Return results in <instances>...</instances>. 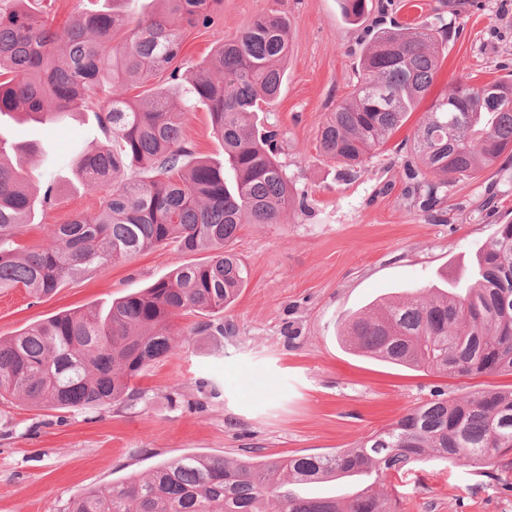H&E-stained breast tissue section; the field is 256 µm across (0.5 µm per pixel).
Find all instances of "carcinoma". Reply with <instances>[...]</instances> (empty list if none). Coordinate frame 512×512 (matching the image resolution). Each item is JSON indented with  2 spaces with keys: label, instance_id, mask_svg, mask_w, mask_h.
<instances>
[{
  "label": "carcinoma",
  "instance_id": "obj_1",
  "mask_svg": "<svg viewBox=\"0 0 512 512\" xmlns=\"http://www.w3.org/2000/svg\"><path fill=\"white\" fill-rule=\"evenodd\" d=\"M163 11L139 18L109 9L55 26L31 0H0V117L51 127L91 112L106 144L74 164L80 180L98 184L100 211L54 224L52 243L26 254L15 238L38 207L51 206L55 184L33 194L18 147L0 139V290L23 288L39 301L87 272L160 246L210 252L105 312L54 315L9 339L0 338V402L25 397L52 410L132 403L134 379L179 352L194 336L233 334V324L180 326L188 314L211 317L238 298L248 272L229 244L247 224H278L296 188L276 160L274 131L253 114L271 106L285 80L287 19L256 16L217 50L221 76L208 65L189 90L190 106L207 108L224 162L196 161L184 136L186 112L168 104L162 77L187 28L211 22L221 0H161ZM360 23L369 0H341ZM124 31L122 41L114 34ZM439 65L431 22L393 20L374 33L359 60L348 99L329 114L319 150L353 178L376 157L429 92ZM148 87L144 103L128 83ZM423 168L406 162L410 195L434 222L450 180L471 176L512 152V78L458 85L435 100L413 139ZM341 341L365 355L445 377L512 375V224L475 255L462 288L424 289L343 326ZM433 457L455 466L480 462L512 469V387L435 398L374 431L352 448L228 461L186 454L148 475L85 492L68 512H401L383 485L408 465ZM332 483L351 496H305L306 486Z\"/></svg>",
  "mask_w": 512,
  "mask_h": 512
}]
</instances>
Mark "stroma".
<instances>
[{
  "label": "stroma",
  "mask_w": 512,
  "mask_h": 512,
  "mask_svg": "<svg viewBox=\"0 0 512 512\" xmlns=\"http://www.w3.org/2000/svg\"><path fill=\"white\" fill-rule=\"evenodd\" d=\"M273 10L287 17V80L255 121L277 130V159L305 200L281 223L247 225L233 241L248 269L237 301L222 314L234 333L195 337L178 355L150 365L135 379L140 396L129 405L55 411L23 398L0 404V512H67L86 490L108 489L188 453L236 461L250 448L264 459L348 448L434 391L452 398L472 392L475 382L466 377L370 359L343 345L339 332L381 299H402L444 274L464 277L499 225L512 223V154L475 178L449 183L441 224L407 196L404 173L407 142L438 97L460 82L482 85L512 74V0H468L458 13L443 0H391L388 17L427 19L443 35L442 63L407 123L350 181L317 145L329 113L357 81L377 13L352 25L339 0H222L210 25L185 32L170 105L187 112L196 158L223 161L206 108L186 109L183 90L219 44ZM0 135L24 147L33 188L50 177L59 185L54 205L24 226L20 251L49 244L51 225L98 209L101 188L72 174L77 159L104 139L92 113L73 114L50 132L17 118L1 125ZM204 258L168 245L91 270L40 302L20 288L2 291L0 337L62 311L109 309ZM490 470L423 459L395 482L402 512H512V469L494 479Z\"/></svg>",
  "instance_id": "obj_1"
}]
</instances>
